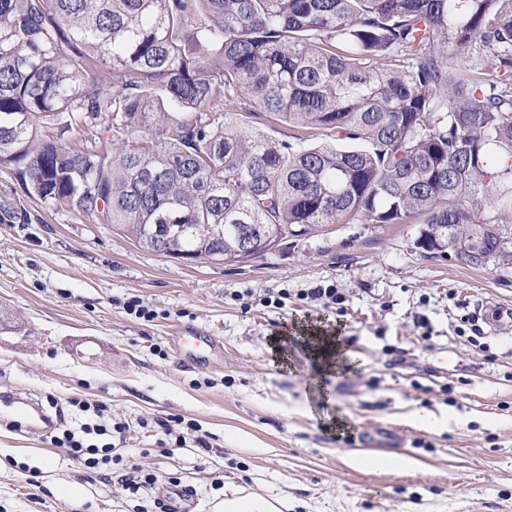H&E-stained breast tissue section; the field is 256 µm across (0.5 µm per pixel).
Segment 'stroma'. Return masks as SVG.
<instances>
[{
  "label": "stroma",
  "instance_id": "stroma-1",
  "mask_svg": "<svg viewBox=\"0 0 512 512\" xmlns=\"http://www.w3.org/2000/svg\"><path fill=\"white\" fill-rule=\"evenodd\" d=\"M1 198L36 220L0 223V390L45 404L53 427L0 422V512H158L155 490L119 484L134 466L193 488L194 512L241 490L287 512H512V327L464 321L481 301L512 307V267L425 252L420 224L356 220L246 263L182 261L26 198L5 166ZM312 288L344 301L308 300ZM297 324L337 332V369L318 370ZM181 331L220 348L192 361ZM75 398L124 425L116 462L89 469L55 445L86 418ZM188 421L207 448L177 443ZM65 483L85 492L77 510L54 494Z\"/></svg>",
  "mask_w": 512,
  "mask_h": 512
}]
</instances>
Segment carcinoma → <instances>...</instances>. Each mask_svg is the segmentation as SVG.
I'll return each mask as SVG.
<instances>
[{
    "label": "carcinoma",
    "mask_w": 512,
    "mask_h": 512,
    "mask_svg": "<svg viewBox=\"0 0 512 512\" xmlns=\"http://www.w3.org/2000/svg\"><path fill=\"white\" fill-rule=\"evenodd\" d=\"M243 104L326 142L248 132ZM0 165L149 250L237 263L243 226L255 259L356 217L483 266L512 234V0H0Z\"/></svg>",
    "instance_id": "carcinoma-1"
}]
</instances>
